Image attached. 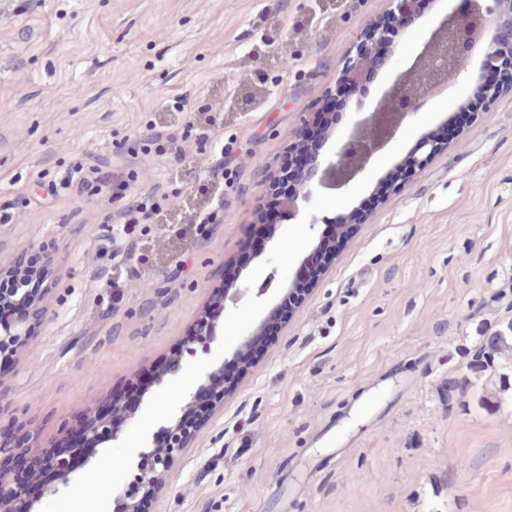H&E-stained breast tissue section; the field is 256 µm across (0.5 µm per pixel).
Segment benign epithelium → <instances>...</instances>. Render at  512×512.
<instances>
[{"mask_svg": "<svg viewBox=\"0 0 512 512\" xmlns=\"http://www.w3.org/2000/svg\"><path fill=\"white\" fill-rule=\"evenodd\" d=\"M391 7L387 15L395 23L404 24L414 17L415 0H389ZM448 13L431 32L429 38L416 52L413 59L400 68L393 82L378 102L367 111L366 116L357 125L356 130L337 148L334 159L322 166L314 158L303 171L300 189L292 201L294 216H302L304 208L312 201L314 186L320 182V173L332 170L340 179L348 177V171L366 163L389 139L397 133L403 121L421 111L427 100L447 83L448 75L463 70L477 45H482V62L479 75L491 73L500 57L512 51V0H491L493 7L482 9V0H449ZM281 35L273 30L263 33L262 48L258 54L279 50ZM372 58L371 48L365 44L357 46L356 54L343 65L340 78L358 79L365 63ZM456 138L451 134L440 141L432 132L423 134L414 149L400 161L399 167L412 179L443 147ZM309 228L314 231L312 252L305 255L300 266L310 263L313 253L326 245L331 225L322 224L318 217L310 219ZM32 277L28 274L16 280L15 295L31 303L28 311L12 320H0V352L18 348L32 338L34 325L41 320V308L36 306L37 289L31 287ZM240 289L236 282L224 280V289L205 309L210 317L207 327L199 330L198 335L185 340L183 349L194 352L198 337H207V343H213L218 335L220 323L227 309V303H237ZM266 322L261 321L252 327L241 339L233 356L253 349L259 338L265 335ZM224 360L218 359L205 373L206 386L212 392V408L224 404ZM85 437L97 443H118L122 438V428L113 426L107 420L92 415L85 422ZM198 427H188L176 420L167 427L168 443L146 451L136 452L133 462L136 468L135 483L127 485L123 494L128 501V512H139L138 496L147 495L157 501L166 488V477L177 460L187 452ZM43 467L57 476V482L47 489L53 496L68 488L75 469L68 456L59 453L52 444L38 448ZM35 502L28 499L23 489L14 480L0 473V512H34Z\"/></svg>", "mask_w": 512, "mask_h": 512, "instance_id": "1", "label": "benign epithelium"}]
</instances>
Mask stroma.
<instances>
[{"instance_id":"35a3bbf8","label":"stroma","mask_w":512,"mask_h":512,"mask_svg":"<svg viewBox=\"0 0 512 512\" xmlns=\"http://www.w3.org/2000/svg\"><path fill=\"white\" fill-rule=\"evenodd\" d=\"M389 0H0V273L43 317L0 375L60 443L194 333L286 149ZM448 10L399 31L408 62ZM276 23L287 64L257 55ZM221 113L201 140L190 122ZM168 141L155 140V131ZM223 162L225 177L209 172ZM149 194L158 209L122 223ZM214 213L213 223H199ZM512 92L356 224L155 512H512ZM484 347L475 359L474 370L489 366L497 360L505 368L512 369V322L486 337Z\"/></svg>"}]
</instances>
